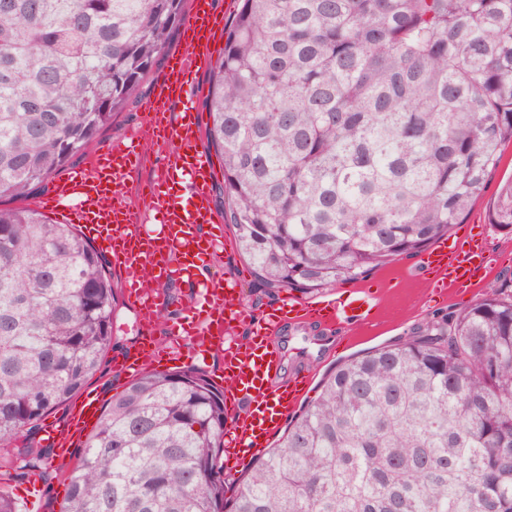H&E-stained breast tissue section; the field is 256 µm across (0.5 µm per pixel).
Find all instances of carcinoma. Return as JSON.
I'll list each match as a JSON object with an SVG mask.
<instances>
[{
  "label": "carcinoma",
  "mask_w": 512,
  "mask_h": 512,
  "mask_svg": "<svg viewBox=\"0 0 512 512\" xmlns=\"http://www.w3.org/2000/svg\"><path fill=\"white\" fill-rule=\"evenodd\" d=\"M184 0H0V197L128 107ZM225 216L268 294L355 280L447 234L512 140V0H241L211 70ZM488 223L512 235V180ZM116 289L72 224L0 209V470L102 372ZM224 393L143 370L58 468L60 512H512V293L353 358L225 498Z\"/></svg>",
  "instance_id": "1"
}]
</instances>
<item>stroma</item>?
<instances>
[{
	"mask_svg": "<svg viewBox=\"0 0 512 512\" xmlns=\"http://www.w3.org/2000/svg\"><path fill=\"white\" fill-rule=\"evenodd\" d=\"M166 69L167 65L163 62L153 68L142 82L135 103L129 109L119 111L113 117L111 125L88 143L83 156L68 166V173L80 171L103 146L128 140L131 132L144 128L143 106L153 97L156 85ZM511 177L512 142H507L501 147L500 163L489 177L482 197L475 201L466 217L467 223H486L488 209L496 198L501 183ZM220 232V241L214 254L203 266L202 276L220 274L235 280L242 301L248 309L257 315L268 313L272 307L281 303V296L265 293L263 287L255 280L250 261L242 256L235 246L234 231L230 222H223ZM416 261V256L404 255L387 265L372 269L360 280H349L320 291V298L336 300L346 297L354 288L361 285L380 288L390 293L401 290L405 296L396 305L383 311L378 320L371 325L347 326L336 334L326 333L312 325L283 326L277 335L280 378L286 379L301 371L309 373L311 385L307 397L315 399L320 392L324 376L340 363L363 352L405 343L436 317L451 311H464L482 297L483 292L478 289L463 299L448 304L427 305L417 297L418 280L408 281L404 278L405 272L411 271ZM112 280L118 305L115 313L114 345L105 356L109 363L114 358L135 350L140 341L135 313L126 301L127 286L120 273H113ZM192 302V291L180 286L178 280H171L166 285L164 305L155 331L159 343L169 341L171 327L180 322L184 310L188 309Z\"/></svg>",
	"mask_w": 512,
	"mask_h": 512,
	"instance_id": "stroma-1",
	"label": "stroma"
}]
</instances>
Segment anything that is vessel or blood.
<instances>
[{
    "mask_svg": "<svg viewBox=\"0 0 512 512\" xmlns=\"http://www.w3.org/2000/svg\"><path fill=\"white\" fill-rule=\"evenodd\" d=\"M211 0H193L184 23L182 42L170 55L157 92L145 105V117L155 141L175 150L147 180V208L118 202L117 191L139 165L137 144L115 142L95 155L89 167L57 181L44 197L42 209L81 225L84 234L112 256L131 288L127 299L147 340L137 351L113 362L116 372L134 375L146 363L183 354L217 350L224 357V400L230 413L224 429V455L238 464L269 448L288 415L306 393L308 377L275 383L279 355L270 336L281 323L317 325L328 332L361 325L380 315L386 295L360 287L340 303L288 298L264 318L253 319L231 280L199 277L198 269L215 250L209 225L218 221L212 206L213 164L198 150L199 115L191 98L199 71L211 56L215 37ZM161 214L158 228L145 232L151 213ZM426 300L447 303L472 290L489 276L493 262L487 231L444 241L419 259ZM193 288L198 302L190 307L172 345L160 348L149 340L160 317L161 288L173 277ZM245 326L243 342H225L224 335ZM100 397L86 390L69 413L48 426V442L60 458L70 457L90 421L97 419Z\"/></svg>",
    "mask_w": 512,
    "mask_h": 512,
    "instance_id": "1",
    "label": "vessel or blood"
}]
</instances>
